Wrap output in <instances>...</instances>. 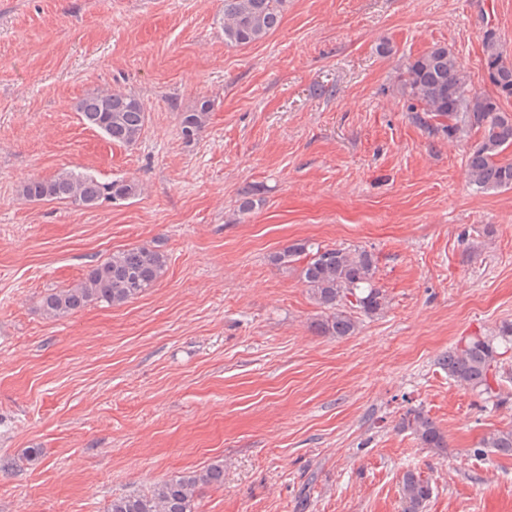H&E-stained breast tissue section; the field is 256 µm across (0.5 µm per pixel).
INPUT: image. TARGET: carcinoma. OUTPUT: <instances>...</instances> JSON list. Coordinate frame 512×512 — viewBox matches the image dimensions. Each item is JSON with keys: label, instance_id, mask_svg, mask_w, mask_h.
Returning a JSON list of instances; mask_svg holds the SVG:
<instances>
[{"label": "carcinoma", "instance_id": "cac0c4a2", "mask_svg": "<svg viewBox=\"0 0 512 512\" xmlns=\"http://www.w3.org/2000/svg\"><path fill=\"white\" fill-rule=\"evenodd\" d=\"M285 0H224L221 25L224 43L247 46L274 32L280 25ZM484 70L493 93L468 87L458 58L445 45H434L411 60L400 74L403 93L410 101L412 121L428 136L451 142H467L465 174L469 185L480 191L512 188V112L502 101L512 99V62L504 57L495 33L483 38ZM212 103L198 102L180 113L179 135L187 143L197 139L209 119ZM84 125L99 131L110 142L131 147L143 137L147 124L145 106L137 96L116 90L93 93L76 104ZM140 192L135 180L101 181L94 175L62 170L51 178L32 177L20 186L29 202L61 201L78 208L104 203L120 204ZM306 263L300 277L310 297L323 309L315 330L322 336L342 338L357 328L354 312L374 315L389 306L387 295L375 284L377 259L363 246L315 247L296 241L270 256L279 266L301 258ZM167 255L156 248L133 247L112 253L90 267L85 277L70 288H52L41 297L40 309L51 318H64L91 303L120 306L154 288L165 275ZM512 348V322L503 323L490 336H468L442 358L448 378L490 401L504 400L501 386L506 374L503 351ZM400 428L410 431L425 448L447 447L445 436L421 409H409ZM495 454L512 457V426L496 429L473 449L477 457ZM224 483V466L185 472L154 484L144 492L112 498L107 512H194L200 490ZM433 493L430 479L408 469L401 477L402 512H425Z\"/></svg>", "mask_w": 512, "mask_h": 512}]
</instances>
